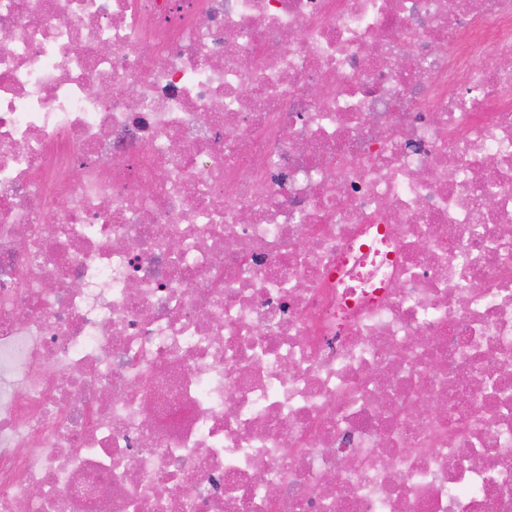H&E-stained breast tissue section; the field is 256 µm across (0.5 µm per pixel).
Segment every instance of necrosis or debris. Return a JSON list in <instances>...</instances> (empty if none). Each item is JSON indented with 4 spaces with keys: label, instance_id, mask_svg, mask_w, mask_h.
<instances>
[{
    "label": "necrosis or debris",
    "instance_id": "obj_1",
    "mask_svg": "<svg viewBox=\"0 0 512 512\" xmlns=\"http://www.w3.org/2000/svg\"><path fill=\"white\" fill-rule=\"evenodd\" d=\"M0 512H512V0H0Z\"/></svg>",
    "mask_w": 512,
    "mask_h": 512
}]
</instances>
